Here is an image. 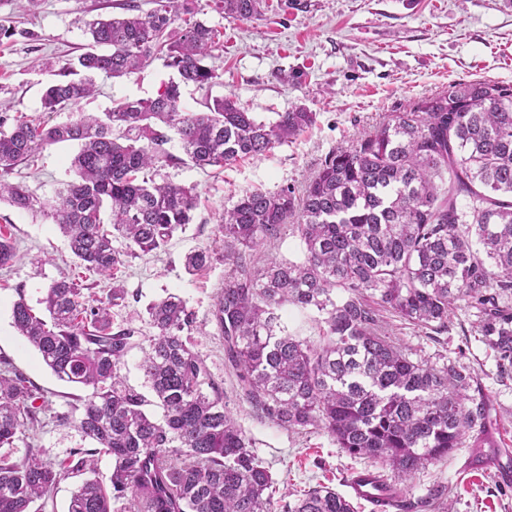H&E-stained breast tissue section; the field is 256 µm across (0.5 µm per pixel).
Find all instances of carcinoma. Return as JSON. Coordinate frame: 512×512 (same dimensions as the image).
I'll return each instance as SVG.
<instances>
[{"mask_svg":"<svg viewBox=\"0 0 512 512\" xmlns=\"http://www.w3.org/2000/svg\"><path fill=\"white\" fill-rule=\"evenodd\" d=\"M228 17L250 20L267 0H212ZM145 17L126 13L88 24L90 43L42 95L45 112H63L95 92L94 75L126 76L156 59L175 76L157 94L122 101L100 115L32 124L0 109V203L49 218L67 237L77 265L115 279L126 259L162 248L192 222L195 186L156 181L158 168L189 159L222 168L290 142L316 121L303 107L257 119L231 96L206 109L183 106L186 87L217 79L204 60L217 30L195 19L197 0H153ZM177 141L184 157L167 149ZM71 142L72 179L53 201L8 181L46 145ZM112 220L104 222L105 209ZM112 229H107L106 225ZM224 288L212 321L238 385L257 415L294 433L322 432L346 454L374 463L398 486L462 447L491 448L484 397L469 393L473 368L434 366L392 338L397 321L432 340L450 315L474 317L470 334L512 380V85L456 83L390 113L321 162L302 192L247 190L224 208ZM301 254L260 266L253 252L286 234ZM125 241L126 250L113 245ZM15 258L0 235V268ZM214 261L186 256L188 270ZM127 298L114 283L88 306L75 279L54 281L43 318L24 299L13 325L58 378L86 390L75 426L95 447L54 462L44 448L13 455L40 423V396L10 362H0V512H44L54 489L82 482L68 512H275L276 482L224 403L195 352V312L177 294L147 313L156 333L141 368L163 410L121 375L136 331L114 326L111 308ZM290 306L313 315L319 341L293 334ZM112 459L110 484L96 478L98 456ZM282 512H357L329 486L303 490Z\"/></svg>","mask_w":512,"mask_h":512,"instance_id":"carcinoma-1","label":"carcinoma"}]
</instances>
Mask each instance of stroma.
<instances>
[{
	"mask_svg": "<svg viewBox=\"0 0 512 512\" xmlns=\"http://www.w3.org/2000/svg\"><path fill=\"white\" fill-rule=\"evenodd\" d=\"M123 2L39 0L22 9L15 0H0V16L12 15L18 30L0 43V99L11 104L12 114L42 117L41 97L57 79L56 61L77 59L89 40L87 22L121 15ZM210 2L199 0V17L220 33V47L207 61L219 79L208 88H188L185 107L200 111L213 98L232 94L261 120L295 107L317 118L292 142L258 158L231 162L220 173L189 161L162 168L166 179L195 186L198 203L185 231L163 249L129 258L119 274L129 298L113 308L112 316L138 333V345L126 357L122 373L129 385L146 392L140 347L155 333L146 307L167 294L180 295L203 326L202 333L192 336L194 349L223 388L224 401L255 454L269 467L279 496L320 484L343 493L347 477L368 467V460L345 454L327 434L293 433L255 414L224 364V339L211 321L225 266L217 261L190 274L184 258L193 250H219L218 219L243 192L285 186L302 190L330 151L390 113L405 111L419 98L455 83L491 79L512 85V0H268L263 14L249 20L224 17ZM172 75L157 59L121 78L97 77L93 97L54 119L63 122L82 112L106 111L119 100L155 96ZM75 152L70 144L46 146L30 165L17 167L12 179L26 184L40 200H52L58 183L72 177ZM0 233L17 244L12 266L0 268V357L39 388L45 405L35 436L17 441L15 453L23 455L33 446L62 460L72 449L88 445L74 425L83 391L58 379L18 336L12 306L22 297L40 308L49 285L65 275L84 285L87 301L106 297L112 282L77 266L51 220L0 203ZM467 320L464 311H456L447 334L437 341L408 328L396 329L395 338L430 363L447 357L477 368L474 388L493 406L497 440L512 449V385L497 381L492 356L464 336L461 325ZM63 414L68 422H60ZM467 454V449H455L418 472L405 489L408 498L418 500L438 485L453 512H512V484L499 483L491 472L467 471L462 466Z\"/></svg>",
	"mask_w": 512,
	"mask_h": 512,
	"instance_id": "35a3bbf8",
	"label": "stroma"
}]
</instances>
